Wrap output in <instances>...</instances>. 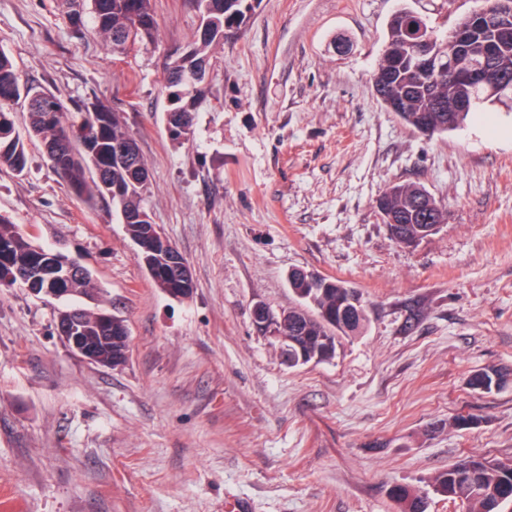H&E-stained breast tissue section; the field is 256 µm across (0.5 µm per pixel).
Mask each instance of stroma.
<instances>
[{"mask_svg":"<svg viewBox=\"0 0 512 512\" xmlns=\"http://www.w3.org/2000/svg\"><path fill=\"white\" fill-rule=\"evenodd\" d=\"M400 0H253L209 57L190 139L170 138L166 66L195 38L192 0H153L154 43L122 57L72 31L58 0H0V49L69 111L100 101L149 171L144 206L187 261L185 300L156 288L110 202L71 193L30 145L0 168V215L79 259L124 321V366L92 364L54 325L63 301L0 288V504L7 512H465L433 493L468 456L512 459V110L426 136L371 74ZM445 33L475 0H409ZM424 187L448 222L413 245L376 201ZM355 288L364 331L334 358L288 365L254 325L297 298L291 270ZM475 424L461 426L459 416ZM505 377L498 369L490 368L473 374L469 379V385L482 392H491L505 385ZM390 495L399 504L400 512L426 511L427 496L409 486H395L391 489Z\"/></svg>","mask_w":512,"mask_h":512,"instance_id":"35a3bbf8","label":"stroma"}]
</instances>
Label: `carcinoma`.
Wrapping results in <instances>:
<instances>
[{"instance_id":"obj_1","label":"carcinoma","mask_w":512,"mask_h":512,"mask_svg":"<svg viewBox=\"0 0 512 512\" xmlns=\"http://www.w3.org/2000/svg\"><path fill=\"white\" fill-rule=\"evenodd\" d=\"M70 27L79 33L85 17H91L98 32L112 44V53L124 55L137 46L155 41L158 21L153 0H61ZM246 0H194L199 14V35L168 64L169 104L165 123L193 131L196 102L204 93L208 50L224 40V29L244 21ZM486 19L471 12L446 35L438 34L415 11L398 9L390 18L383 52L373 69V84L385 109L407 126L424 135L460 128L470 114L486 106L512 107V0H485ZM436 57L430 72L421 70L420 57ZM55 95L23 83L6 52L0 49V167L22 174L28 169V145L40 143L52 166L78 197L107 199L120 215L145 211L148 169L139 148L128 160L117 157L119 144L135 143L122 127L117 113L94 103L78 112L59 108L51 121L40 103ZM28 99L27 134L16 130L12 104ZM378 208L395 241L410 246L425 237L430 224L448 223V211L423 187L395 183L382 193ZM127 235L135 243H146L155 234L150 221L125 222ZM75 263L69 256L43 249L18 225L0 216V288L18 284L16 269L28 267L36 280L22 286L59 298L94 296L99 293L92 272L83 267L79 276L66 272ZM154 285L169 286L176 295L193 293L194 283L169 280L156 272ZM288 283L300 299L301 308L287 311L281 333L295 340L313 357L325 361L336 354L339 335L357 333L365 325V312L353 309L341 315L348 287L330 278L324 288H313L296 270ZM83 332L97 347L101 362L110 363L124 344L111 341L112 322H104L94 311H83ZM469 385L490 392L505 385L499 370L490 368L473 374ZM433 491L466 505L467 512H500L501 504L512 501V461L503 462L471 456L439 474ZM391 497L400 512H426V495L406 486H395Z\"/></svg>"}]
</instances>
